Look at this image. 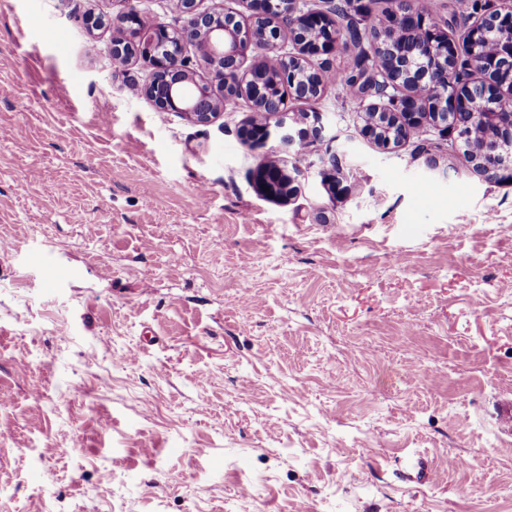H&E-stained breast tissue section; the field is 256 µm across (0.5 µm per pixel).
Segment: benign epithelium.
Returning <instances> with one entry per match:
<instances>
[{"mask_svg":"<svg viewBox=\"0 0 512 512\" xmlns=\"http://www.w3.org/2000/svg\"><path fill=\"white\" fill-rule=\"evenodd\" d=\"M185 24L168 29L143 21L133 8L119 22L123 26L122 43L133 53L152 63L158 74L172 73L164 94L157 98L153 87L147 94L160 112H178L197 124H209L217 116L220 103L210 87L196 79L197 69L214 72L224 91L233 98L248 96L250 80L241 74L249 57L261 62L273 57L278 60L276 76L270 83L257 86L262 114L274 120L282 130L280 142L290 161L263 163L254 173L258 191L265 197L284 201L295 191V146L312 138L325 139L321 117L313 116L312 126L297 131L285 130L283 116L288 112V97H312L302 88L300 68L306 64L311 71L322 74L325 63H312L320 55L329 54L341 40L342 32L330 31L327 37L312 39L308 25L326 18L324 12H306L293 15V8H284L286 0H248L247 5L256 15L270 19L264 36H258L249 23H241L228 12L197 10V0H181ZM387 23L401 29V43L369 39L372 51L387 52L393 56L389 70L365 85L374 101L363 109V134L382 146H398L405 134L414 128L429 124L445 135H452L451 149L460 152L466 139V127L480 120L491 122L500 136L512 142V113L492 112L483 101L499 94L512 95V86H504L494 76L512 69V35L500 41V52L494 58L482 55L481 40L490 29L512 31V4L489 8L478 20L462 28L465 53L459 55L455 42L448 34L429 22L417 9L397 0L387 15ZM290 36L301 46L295 55L284 51L281 39ZM190 41L196 47V60L182 57L183 43ZM243 139L263 143L271 136L270 125L242 128ZM495 148L485 149L470 158L474 173L488 181H508L512 172L503 170L494 162Z\"/></svg>","mask_w":512,"mask_h":512,"instance_id":"1","label":"benign epithelium"}]
</instances>
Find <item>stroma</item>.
I'll return each mask as SVG.
<instances>
[{"label": "stroma", "instance_id": "obj_1", "mask_svg": "<svg viewBox=\"0 0 512 512\" xmlns=\"http://www.w3.org/2000/svg\"><path fill=\"white\" fill-rule=\"evenodd\" d=\"M131 7L182 23L0 0V512H512V184L329 84L338 190L313 142L265 199L277 138L158 111Z\"/></svg>", "mask_w": 512, "mask_h": 512}]
</instances>
